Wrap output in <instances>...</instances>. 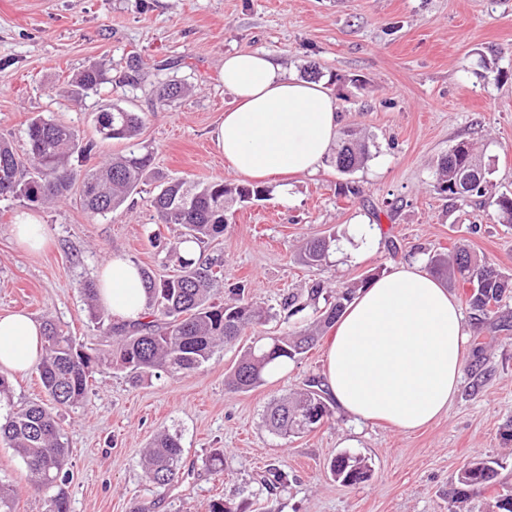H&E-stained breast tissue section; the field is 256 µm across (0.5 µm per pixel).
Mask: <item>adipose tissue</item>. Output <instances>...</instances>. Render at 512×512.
Returning a JSON list of instances; mask_svg holds the SVG:
<instances>
[{
  "label": "adipose tissue",
  "mask_w": 512,
  "mask_h": 512,
  "mask_svg": "<svg viewBox=\"0 0 512 512\" xmlns=\"http://www.w3.org/2000/svg\"><path fill=\"white\" fill-rule=\"evenodd\" d=\"M221 78L235 97L215 131L227 168L249 179L321 169L342 122L323 82L287 74L262 51L225 54ZM96 280L113 317H144L148 296L134 262L109 256ZM465 343L456 297L420 261L402 263L360 291L327 337L326 393L357 420L417 430L447 411ZM43 348V325L31 314L0 315V370L28 371Z\"/></svg>",
  "instance_id": "obj_1"
}]
</instances>
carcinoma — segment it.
Instances as JSON below:
<instances>
[{
    "mask_svg": "<svg viewBox=\"0 0 512 512\" xmlns=\"http://www.w3.org/2000/svg\"><path fill=\"white\" fill-rule=\"evenodd\" d=\"M107 82L106 71L91 65L68 82L64 93L81 102L96 93ZM188 94V87L178 80H168L156 89L161 106ZM145 123L138 112L111 104L96 112L95 129L99 138L108 140L138 139ZM26 152L32 173L18 177L20 156L13 145L0 139V198L13 199L32 206L67 197L78 189L84 211L92 217H106L120 210L147 180H158L153 171V153L131 149L88 169L75 168L74 157L85 158L94 145L85 143L75 127L32 117L26 127ZM369 157L368 146L349 130L336 147L335 166L342 174L351 173ZM479 167L480 180L464 187L460 177ZM438 193L450 200L464 202L473 195L488 192L489 171L474 148L465 142L453 147L438 164ZM269 190L254 185L226 183L222 179L195 183L185 179L162 181L153 197L159 223L183 228L174 242L151 236L154 247L177 256L178 269L170 275L156 276L149 268H140L148 292V312L135 323H118L99 309L96 282L80 284L89 312L105 334L113 337L112 364L133 377L175 376L209 361L215 349L228 345L250 333L253 341L231 368L226 385L237 391H249L265 382L266 372L280 360L294 361L312 349L319 336L336 323L343 309L368 279L327 291L316 284L308 297L323 300L313 305L315 319L308 326L294 327L278 336H265L259 327L267 322L266 312L250 299L246 287L238 285L224 290V264L217 258H189L182 245H202L224 232L226 213L237 201L262 200ZM334 238L319 237L306 242L301 261L318 266L326 260ZM435 274L449 273L465 283L479 279L469 296L470 308L483 315L493 314L512 293V277L491 265H480L464 246L455 248L451 256L435 255L429 261ZM229 299H224V294ZM44 353L36 365L43 389L51 404L61 407L84 405L89 398V381L98 356L87 351L60 325L47 319ZM9 411L0 421V440L14 448L40 489L47 491V512H68V497L62 475L66 461L64 429L50 407L43 402L11 404L10 389L0 377V401ZM330 416V409L315 379H308L302 391L285 396L267 410L265 424L272 433L288 438L311 431ZM183 448L180 438L164 433L155 438L144 453L147 478L164 487L179 474ZM334 478L345 485H356L371 477V465L361 456L340 455L330 464ZM496 462L484 458L472 460L458 475L454 502L465 503L471 493L494 486Z\"/></svg>",
    "mask_w": 512,
    "mask_h": 512,
    "instance_id": "obj_1",
    "label": "carcinoma"
}]
</instances>
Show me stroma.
Returning a JSON list of instances; mask_svg holds the SVG:
<instances>
[{
    "mask_svg": "<svg viewBox=\"0 0 512 512\" xmlns=\"http://www.w3.org/2000/svg\"><path fill=\"white\" fill-rule=\"evenodd\" d=\"M241 50L265 51L300 78L317 67L338 98L343 128L369 146L368 160L347 175L327 161L314 175L265 179L268 197L234 206L223 236L205 244L224 261L225 287L248 283L253 301L270 310L264 333L312 321L309 308L284 321V295H306L316 281L334 288L374 278L458 242L478 263L512 275V224L499 223L493 201L512 196V0H0V138L23 147L29 118L40 115L94 139V113L116 103L145 114L138 141L160 174L240 183L214 131L233 103L220 78L224 56ZM132 55L140 65L134 84ZM94 63L108 78L100 92L80 103L65 97L66 82ZM171 79L191 92L157 108L152 90ZM463 141L478 148L492 187L459 205L434 185L439 157ZM345 184L358 195H341ZM154 194V183L142 185L125 209L95 219L75 194L35 206L49 230L38 252L14 239L19 203L0 201V314L52 319L99 356L88 404L57 412L69 448V512H209L218 497L238 512H448L459 473L476 457L501 467L495 485L466 507L496 512V496L512 493V326L477 320L461 284L448 286L467 332L461 385L447 413L412 433L337 408L310 432H269L267 406L323 378L321 342L289 362L286 375L248 392L225 384L248 335L173 377L138 382L115 368L112 340L91 320L79 284L112 254L161 275L176 267L149 242L181 231L157 223ZM329 235L335 242L323 265L304 266L305 242ZM162 431L184 449L180 473L165 487L142 465ZM217 450L220 476L204 464ZM341 453L368 459L371 479L336 481L329 465ZM271 468L285 472L286 483L266 488ZM0 484L11 490L13 512H46L45 493L3 442Z\"/></svg>",
    "mask_w": 512,
    "mask_h": 512,
    "instance_id": "obj_1",
    "label": "stroma"
}]
</instances>
